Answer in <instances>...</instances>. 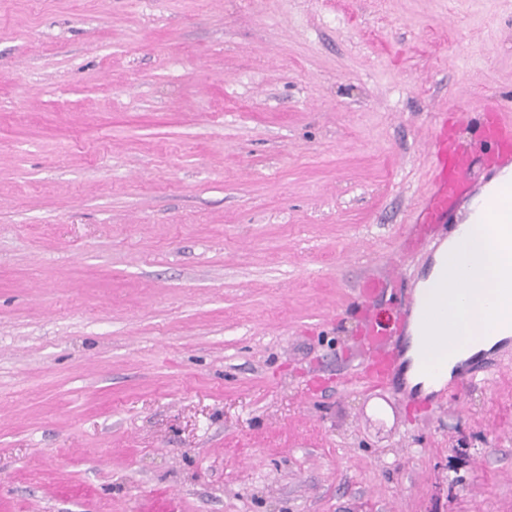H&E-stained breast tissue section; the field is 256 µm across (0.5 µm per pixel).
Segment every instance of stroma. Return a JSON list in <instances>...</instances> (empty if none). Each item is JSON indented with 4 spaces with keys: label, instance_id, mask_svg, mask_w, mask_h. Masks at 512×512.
Returning a JSON list of instances; mask_svg holds the SVG:
<instances>
[{
    "label": "stroma",
    "instance_id": "stroma-1",
    "mask_svg": "<svg viewBox=\"0 0 512 512\" xmlns=\"http://www.w3.org/2000/svg\"><path fill=\"white\" fill-rule=\"evenodd\" d=\"M489 96L512 0H0V512H512V356L357 379Z\"/></svg>",
    "mask_w": 512,
    "mask_h": 512
}]
</instances>
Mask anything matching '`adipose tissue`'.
Listing matches in <instances>:
<instances>
[{
  "instance_id": "obj_1",
  "label": "adipose tissue",
  "mask_w": 512,
  "mask_h": 512,
  "mask_svg": "<svg viewBox=\"0 0 512 512\" xmlns=\"http://www.w3.org/2000/svg\"><path fill=\"white\" fill-rule=\"evenodd\" d=\"M497 189L501 210L512 213L507 170L480 190L471 225L442 244L427 279L417 286L407 375L423 389L440 388L458 364L512 337V245L504 240L502 224L483 217Z\"/></svg>"
}]
</instances>
